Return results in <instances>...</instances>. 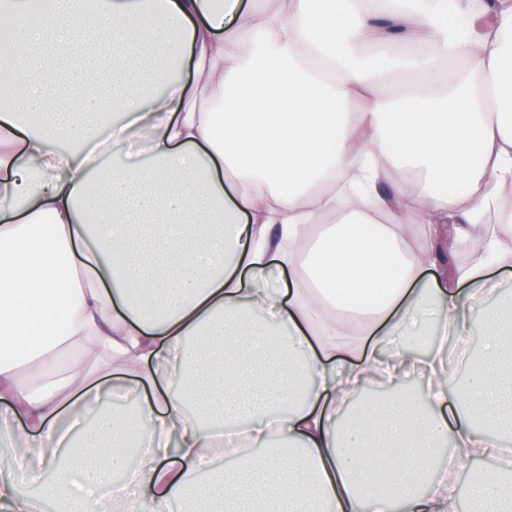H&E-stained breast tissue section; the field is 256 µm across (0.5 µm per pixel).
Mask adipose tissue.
<instances>
[{
	"instance_id": "obj_1",
	"label": "adipose tissue",
	"mask_w": 512,
	"mask_h": 512,
	"mask_svg": "<svg viewBox=\"0 0 512 512\" xmlns=\"http://www.w3.org/2000/svg\"><path fill=\"white\" fill-rule=\"evenodd\" d=\"M272 2L100 0L90 23L83 0H0V433L29 446L0 466V512H448L426 452L461 470L504 450L512 314L475 298L512 266V234L480 225L512 192V0ZM399 70L431 80L381 95ZM114 96L97 155L76 115ZM395 169L425 196L383 195ZM478 318L460 384L442 351ZM427 335L418 396L344 411ZM234 416L229 472L211 454ZM508 477L472 471L469 512H512Z\"/></svg>"
}]
</instances>
